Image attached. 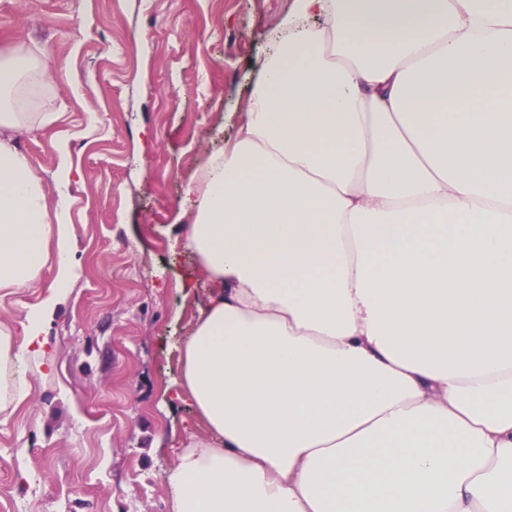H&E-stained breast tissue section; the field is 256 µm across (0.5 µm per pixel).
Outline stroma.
<instances>
[{"instance_id": "obj_1", "label": "stroma", "mask_w": 512, "mask_h": 512, "mask_svg": "<svg viewBox=\"0 0 512 512\" xmlns=\"http://www.w3.org/2000/svg\"><path fill=\"white\" fill-rule=\"evenodd\" d=\"M290 0H0V52L42 47L48 71L21 149L45 177L66 146L77 270L25 400L0 414V512H169L162 474L186 404L168 405L174 346L195 316L180 215L237 113ZM40 293L0 292L24 339Z\"/></svg>"}]
</instances>
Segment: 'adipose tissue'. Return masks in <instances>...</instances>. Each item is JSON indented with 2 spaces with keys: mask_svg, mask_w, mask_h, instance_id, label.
I'll return each mask as SVG.
<instances>
[{
  "mask_svg": "<svg viewBox=\"0 0 512 512\" xmlns=\"http://www.w3.org/2000/svg\"><path fill=\"white\" fill-rule=\"evenodd\" d=\"M42 49L0 55V379L75 275ZM181 225L212 288L177 348L203 424L170 512H512V0H294ZM40 291L0 292V325L7 328L17 343L24 339V314L29 306L38 303L41 299Z\"/></svg>",
  "mask_w": 512,
  "mask_h": 512,
  "instance_id": "adipose-tissue-1",
  "label": "adipose tissue"
}]
</instances>
